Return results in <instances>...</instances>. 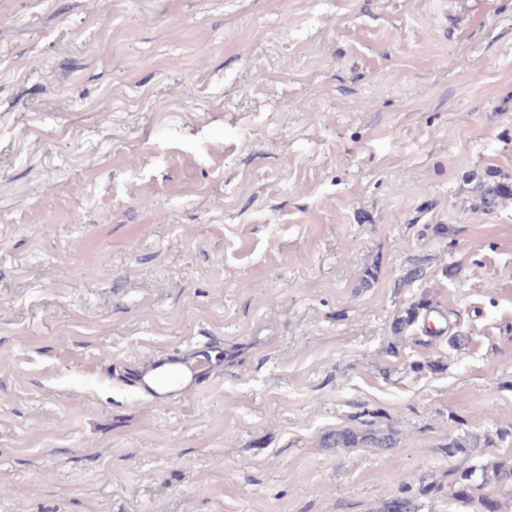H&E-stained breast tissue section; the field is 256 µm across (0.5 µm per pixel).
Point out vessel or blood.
<instances>
[{"instance_id": "obj_1", "label": "vessel or blood", "mask_w": 512, "mask_h": 512, "mask_svg": "<svg viewBox=\"0 0 512 512\" xmlns=\"http://www.w3.org/2000/svg\"><path fill=\"white\" fill-rule=\"evenodd\" d=\"M134 385L157 406L183 399L216 375L220 357L213 340L134 360Z\"/></svg>"}]
</instances>
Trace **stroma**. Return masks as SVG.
Listing matches in <instances>:
<instances>
[{
  "instance_id": "1",
  "label": "stroma",
  "mask_w": 512,
  "mask_h": 512,
  "mask_svg": "<svg viewBox=\"0 0 512 512\" xmlns=\"http://www.w3.org/2000/svg\"><path fill=\"white\" fill-rule=\"evenodd\" d=\"M498 183L512 0H0V512H475L456 471L512 465ZM419 301L444 332L396 338ZM206 336L198 392L131 385ZM397 431L391 427L386 434H376L373 432L358 433L351 429L340 430L334 435L336 447H356L359 444H370L379 448H392L396 444Z\"/></svg>"
}]
</instances>
